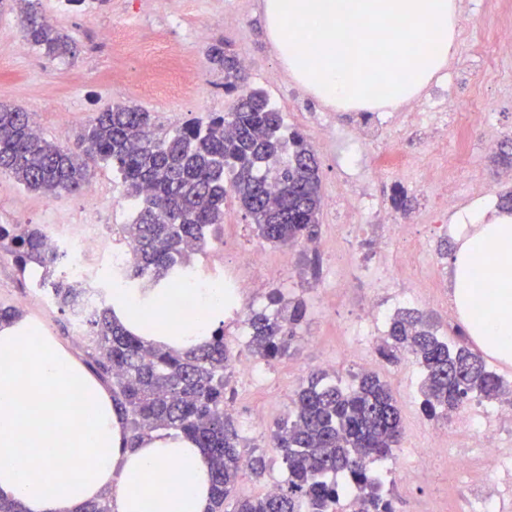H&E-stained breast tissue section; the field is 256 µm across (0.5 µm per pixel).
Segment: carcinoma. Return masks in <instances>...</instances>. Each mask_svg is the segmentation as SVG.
<instances>
[{"mask_svg":"<svg viewBox=\"0 0 512 512\" xmlns=\"http://www.w3.org/2000/svg\"><path fill=\"white\" fill-rule=\"evenodd\" d=\"M19 5L22 40L49 61L73 59L77 46L50 25L34 0H0V11ZM224 72V90L241 91L232 111L161 131L151 114L112 106L96 113L78 141L62 145L34 132L32 113L0 104V173H9L30 192L53 197L82 190L96 167H112L134 204V218L118 228L136 250L137 264L125 274L134 288L176 285L190 256L206 250L224 224V200L233 194L258 236L288 247L318 235L323 206L319 167L310 142L288 131L282 113L266 94L242 90L241 61L220 41L207 51ZM40 224H1L0 255L25 272L42 270L54 304L66 312L81 285L58 272L66 260L46 243ZM273 310L251 312L247 349L271 362L287 354L307 321L300 298L269 297ZM85 365L110 387L112 401L129 426L136 447L149 431H179L203 448L211 472L209 512H337L346 497L361 512H394L383 477L373 464L393 455L402 439L397 401L373 373L345 387L324 370L310 373L293 409L271 434L284 464L273 495L229 500L243 468L258 474L261 457L243 460L241 436L224 411V375L236 360L218 326L205 344L164 350L126 330L106 303L87 325ZM389 361L411 354L422 369L426 416H446L471 395L497 400L512 395V383L486 367L464 345L450 346L415 310L391 319L378 348Z\"/></svg>","mask_w":512,"mask_h":512,"instance_id":"cac0c4a2","label":"carcinoma"}]
</instances>
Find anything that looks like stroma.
Segmentation results:
<instances>
[{
  "label": "stroma",
  "instance_id": "35a3bbf8",
  "mask_svg": "<svg viewBox=\"0 0 512 512\" xmlns=\"http://www.w3.org/2000/svg\"><path fill=\"white\" fill-rule=\"evenodd\" d=\"M262 0H107L104 6L81 11L53 12L50 0H40L49 22L70 35L78 47L72 60L48 61L36 49L16 55L19 39L16 13L0 12V103L33 112L43 134L56 142L74 141L95 112L114 104L138 107L154 115L157 124L175 129L193 121L208 120L211 113L227 112L234 97L224 90V76L211 69L207 48L224 40L237 56L249 57V88L265 91L280 110L288 130H297L315 144L321 192L330 197L341 192L348 170H355L361 185L375 199L391 204L398 193L411 200L409 214L420 227L410 241L416 255L414 267L394 270L387 281L366 282L336 292L335 253L338 227L356 223L346 210H322L318 250L296 248L287 270L279 268V247L259 239L251 221L234 197L224 203V227L212 239L214 248L233 254L249 247L259 251L266 272L273 278L272 290L284 298H301L308 305L305 332L315 341L310 346L294 342L287 355L263 364L266 382L248 387L238 380L237 370L227 375L226 397L231 415L240 425L244 455L264 457L262 476L244 473L233 490L239 497H259L267 484L284 476L279 452L269 436L277 422L287 417L296 391L306 384L311 369L329 365L343 383H352L360 368L354 355L342 350L357 324L360 304L374 300L385 316L403 309H417L434 318L439 336L451 342L465 341L475 347L472 336L453 333L442 307L450 285V256L439 253L441 225L456 224L467 213L494 208L499 195L512 191L505 179L501 156L512 144V56L500 55L495 45L497 31L512 26V0H469L461 6V34L456 53L447 69L415 101L422 112L433 111L438 100L453 99L464 107H476L471 123L449 124L443 152L416 153L403 169L379 174L370 158L345 153L341 147L359 122L353 112H340L309 95L284 77L262 24ZM154 43L168 52L189 56L200 82L194 97L174 96L151 85L144 73L140 45ZM455 176L459 200L444 215L430 211L434 178L442 172ZM86 204L83 193L48 198L23 189L13 177L0 174V224H52L68 233L78 222ZM40 270L19 272L13 264H0V305L21 306L23 314L41 322L45 331L60 339L76 356H83L87 339H73L67 314L43 307L31 294ZM374 372L386 380L400 408L403 437L392 457L376 462L386 481L396 512H463L470 487L483 472H453L450 450L468 447L467 437L456 426L448 428L447 448L434 447L431 432L436 420L421 412L422 374L414 360L391 365L376 360ZM263 412L264 424L246 426L247 415ZM427 459L426 480L403 482L400 474L418 456Z\"/></svg>",
  "mask_w": 512,
  "mask_h": 512
}]
</instances>
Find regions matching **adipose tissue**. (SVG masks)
<instances>
[{
    "label": "adipose tissue",
    "instance_id": "obj_1",
    "mask_svg": "<svg viewBox=\"0 0 512 512\" xmlns=\"http://www.w3.org/2000/svg\"><path fill=\"white\" fill-rule=\"evenodd\" d=\"M264 30L291 80L343 112L395 111L418 99L453 57L457 0H263ZM451 258L453 300L470 336L512 363V211L468 218ZM174 289L147 299L112 292L115 318L170 349L208 341L224 320V291L191 288L196 324L170 312ZM109 391L32 317L0 325V495L25 512H80L104 494L112 512H207L201 448L173 431L126 446Z\"/></svg>",
    "mask_w": 512,
    "mask_h": 512
}]
</instances>
